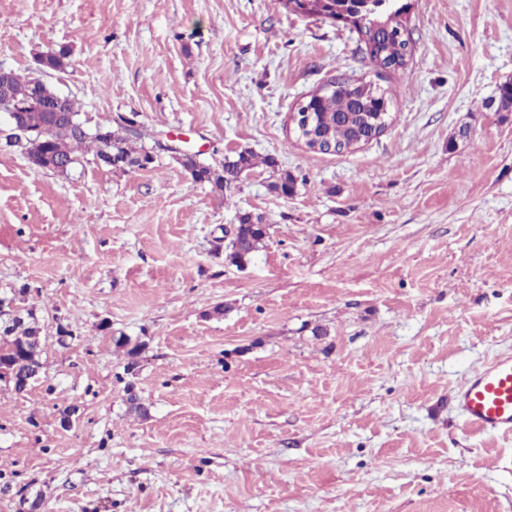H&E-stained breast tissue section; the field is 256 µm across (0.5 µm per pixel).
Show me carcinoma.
Returning a JSON list of instances; mask_svg holds the SVG:
<instances>
[{
  "label": "carcinoma",
  "mask_w": 512,
  "mask_h": 512,
  "mask_svg": "<svg viewBox=\"0 0 512 512\" xmlns=\"http://www.w3.org/2000/svg\"><path fill=\"white\" fill-rule=\"evenodd\" d=\"M406 6L393 4V0H372L371 9L363 12L358 22H352L365 45L374 65H382L392 72L404 69L411 57V36L402 19ZM68 51L61 47L48 51L37 59L38 69L63 71L68 65ZM33 78L12 70L0 69V94L22 98ZM47 112H28L19 117L28 132L13 149L24 154L38 169L65 173L80 161L82 149L100 159L112 152L115 169H145L153 163V154L140 144L144 138L140 123L135 119L115 120L108 126L94 129L76 123L79 109L73 99L55 100L56 92L44 89ZM384 113L389 119L390 102L385 92L368 83L355 86L344 76L333 78L332 88L315 99L316 131L334 148L345 150L354 140L372 139L375 117L372 113ZM266 167L275 169L277 161L272 156L263 158ZM250 150H241L218 166L193 156L182 161L195 183H208L218 190L231 189L240 178L260 164ZM297 178L285 173L270 184L271 190L290 196L295 193ZM266 224L264 217L250 212L238 215L235 237L225 247V259L240 266L251 261L255 253L264 247ZM17 350L12 357L17 375L28 378L37 369L45 367L42 355L43 328L34 314L23 322L14 324L12 337L0 344V349Z\"/></svg>",
  "instance_id": "1"
}]
</instances>
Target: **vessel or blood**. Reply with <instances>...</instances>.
I'll use <instances>...</instances> for the list:
<instances>
[{"mask_svg": "<svg viewBox=\"0 0 512 512\" xmlns=\"http://www.w3.org/2000/svg\"><path fill=\"white\" fill-rule=\"evenodd\" d=\"M466 428L512 434V355H500L469 376L455 393Z\"/></svg>", "mask_w": 512, "mask_h": 512, "instance_id": "obj_1", "label": "vessel or blood"}]
</instances>
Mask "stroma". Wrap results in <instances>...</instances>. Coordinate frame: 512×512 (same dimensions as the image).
I'll list each match as a JSON object with an SVG mask.
<instances>
[{
	"label": "stroma",
	"mask_w": 512,
	"mask_h": 512,
	"mask_svg": "<svg viewBox=\"0 0 512 512\" xmlns=\"http://www.w3.org/2000/svg\"><path fill=\"white\" fill-rule=\"evenodd\" d=\"M404 2L412 57L385 73L283 0H0V68L67 47L44 80L88 125L134 112L145 147L299 179L220 192L166 151L56 174L0 149V297L47 336L45 378L0 384V512H512V435L466 431L454 401L512 354V112L488 107L512 0ZM339 75L387 91L389 126L310 151L289 115ZM241 212L268 236L236 267ZM120 334L145 343L131 375Z\"/></svg>",
	"instance_id": "1"
}]
</instances>
